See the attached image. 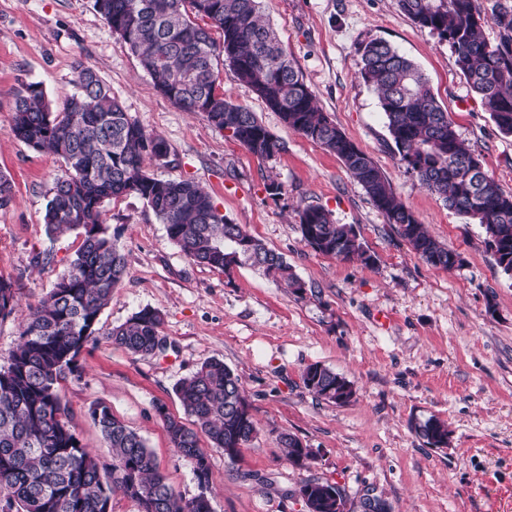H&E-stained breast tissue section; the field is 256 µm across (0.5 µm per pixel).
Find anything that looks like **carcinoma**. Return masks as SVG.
<instances>
[{"label": "carcinoma", "instance_id": "obj_1", "mask_svg": "<svg viewBox=\"0 0 512 512\" xmlns=\"http://www.w3.org/2000/svg\"><path fill=\"white\" fill-rule=\"evenodd\" d=\"M419 27L448 42L471 91L505 135H512V0H398ZM262 0H94L95 10L135 54L158 91L185 112H203L261 161L276 157L282 143L248 107L224 98L219 66L237 78L299 134L336 156L386 222L397 226L412 251L427 264L450 270L458 254L429 234L394 193L374 160L321 112L292 55L263 19ZM208 20L212 27L199 24ZM497 28L495 43L483 28ZM220 32L212 37L211 28ZM360 77L377 95L395 155L448 209L484 228L497 246L495 262L512 271V193L485 171L480 156L457 132L439 105L420 66L383 39L361 48ZM75 92L61 112L52 111L41 84L30 83L14 102L11 132L35 149L60 156L66 165L49 189L47 232L81 231V245L62 275L28 308L10 364L0 368V512H111L121 494L139 512H213L210 463L199 434L234 463L256 436L251 404L239 376L219 359L203 362L175 387L195 428L160 412L173 447L191 466L198 493L177 494L159 473L143 438L98 403L90 417L112 458L102 461L77 444L70 411L59 386L80 376L78 357L96 340V325L126 261L102 220L108 199L136 194L147 201L169 239L191 260L224 273L252 267L290 288L302 284L292 266L240 224L221 214L212 197L192 180H162L146 172V161H162L168 148L160 137L131 119L90 67L75 68ZM303 242L314 251L371 266L375 257L354 227L339 224L331 211L308 205L298 212ZM15 309L11 282L0 279V316ZM158 310L143 308L112 329L115 345L133 354L166 349ZM302 380L320 400L349 403L353 384L320 363ZM427 444H447L448 424L434 416L415 425ZM288 458L302 465L308 448L290 433L279 436ZM307 512H336L335 483L318 479L298 489Z\"/></svg>", "mask_w": 512, "mask_h": 512}]
</instances>
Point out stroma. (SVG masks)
<instances>
[{
	"label": "stroma",
	"instance_id": "obj_1",
	"mask_svg": "<svg viewBox=\"0 0 512 512\" xmlns=\"http://www.w3.org/2000/svg\"><path fill=\"white\" fill-rule=\"evenodd\" d=\"M262 13L321 111L372 157L459 263L443 270L416 256L340 161L288 128L229 66L220 68V90L283 143L275 159L258 160L203 113L161 95L93 0H0V174L13 191L0 207V278L13 282L18 299L16 313L0 318V366L17 346L29 306L68 270L82 241L75 231L46 233L47 193L65 164L13 136L15 98L38 82L61 110L81 63L131 119L166 142L168 156L148 164L151 174L200 183L222 214L283 254L303 283L297 292L247 266L227 275L198 265L140 196L105 201L104 225L127 268L100 314L95 342L78 358L80 377L60 386L81 445L109 459L89 416L93 403H105L143 437L167 483L194 496L192 468L158 410L182 416L176 384L217 358L240 376L257 436L233 463L208 448L213 512H306L297 490L313 478L337 483L351 501L372 491L392 512H512V275L496 265L480 225L448 209L400 164L378 96L360 78V46L383 39L414 60L461 138L509 193L512 136L485 112L447 41L419 28L396 0H263ZM273 181L280 195L267 192ZM309 204L352 225L375 265L307 247L297 211ZM145 307L162 315L164 353L136 355L109 338ZM313 363L352 381L354 399L337 406L309 392L302 372ZM431 416L448 424L446 447L414 431ZM283 432L312 449L305 467L289 461L278 440Z\"/></svg>",
	"mask_w": 512,
	"mask_h": 512
}]
</instances>
